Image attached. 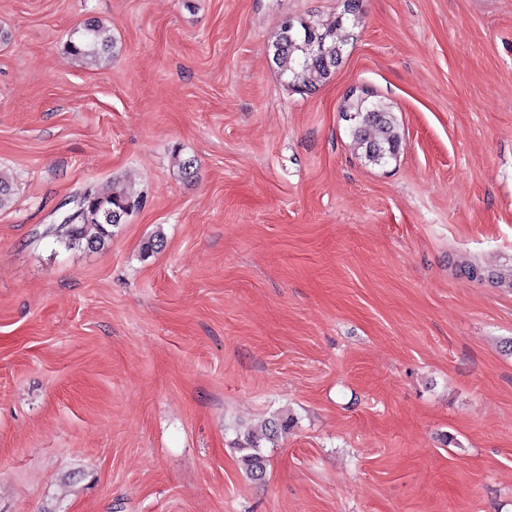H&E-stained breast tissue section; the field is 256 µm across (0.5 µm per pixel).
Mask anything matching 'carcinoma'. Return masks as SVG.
<instances>
[{
  "label": "carcinoma",
  "mask_w": 512,
  "mask_h": 512,
  "mask_svg": "<svg viewBox=\"0 0 512 512\" xmlns=\"http://www.w3.org/2000/svg\"><path fill=\"white\" fill-rule=\"evenodd\" d=\"M361 6L355 4L354 17L340 13L329 23H305L298 20V26L288 27L283 21L272 44L274 59L281 74L289 77V84L297 91H308L327 82L335 67L326 62L341 60L344 46L349 38V24H358ZM314 38L323 43L327 58L316 56L306 47V39ZM112 27L100 21H90L70 32L67 41L68 54L97 66L106 59L114 47ZM345 116L353 121L352 135L355 144L362 149L367 161L385 164L394 158L399 149L400 135L392 113L380 103L367 104L361 99H351L343 107ZM141 197L126 185L112 184L108 190L92 188L88 191L85 209L73 224H52L46 236L64 241L71 246L84 245L99 249L112 240V213L130 214L138 209ZM292 418L275 417L264 423L261 434L249 432L245 435L241 450L245 454L241 462L246 473L254 480L264 478L266 456L260 449L261 440H275L291 428Z\"/></svg>",
  "instance_id": "cac0c4a2"
}]
</instances>
